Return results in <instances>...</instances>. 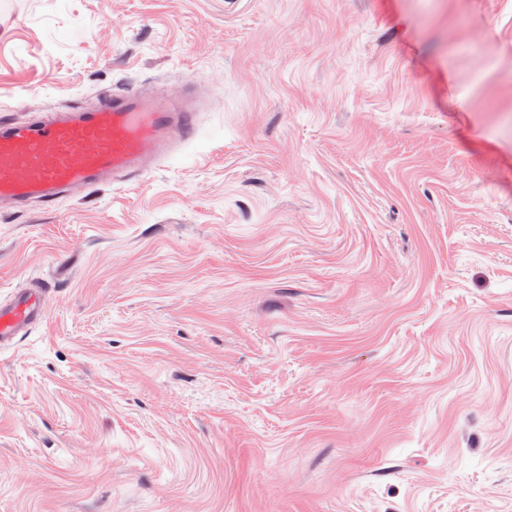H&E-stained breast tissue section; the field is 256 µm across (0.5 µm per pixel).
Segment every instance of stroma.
Returning <instances> with one entry per match:
<instances>
[{
    "instance_id": "stroma-1",
    "label": "stroma",
    "mask_w": 512,
    "mask_h": 512,
    "mask_svg": "<svg viewBox=\"0 0 512 512\" xmlns=\"http://www.w3.org/2000/svg\"><path fill=\"white\" fill-rule=\"evenodd\" d=\"M196 79L132 187L0 213V512H512V0H0V111ZM48 288H31L0 304V349L25 336L31 327L46 319L49 311Z\"/></svg>"
}]
</instances>
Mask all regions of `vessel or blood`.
<instances>
[{
  "label": "vessel or blood",
  "mask_w": 512,
  "mask_h": 512,
  "mask_svg": "<svg viewBox=\"0 0 512 512\" xmlns=\"http://www.w3.org/2000/svg\"><path fill=\"white\" fill-rule=\"evenodd\" d=\"M202 108L194 83L172 92L100 94L89 110L40 112L17 122L0 115V210L44 208L101 183L145 180L195 134ZM46 288L0 304V348L46 319Z\"/></svg>",
  "instance_id": "1"
}]
</instances>
